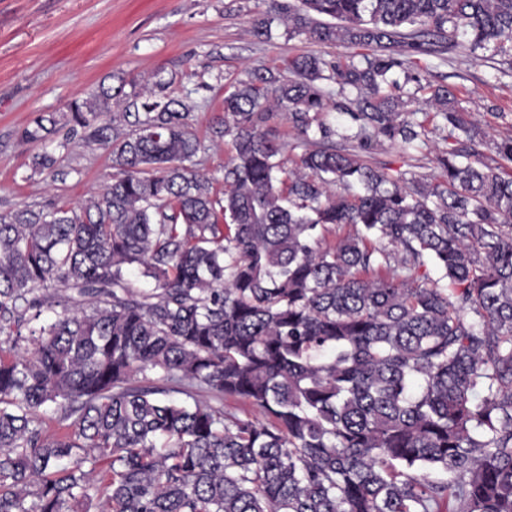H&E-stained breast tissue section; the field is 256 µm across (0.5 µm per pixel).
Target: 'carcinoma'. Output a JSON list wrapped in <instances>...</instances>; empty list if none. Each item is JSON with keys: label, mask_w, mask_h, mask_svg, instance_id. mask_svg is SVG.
<instances>
[{"label": "carcinoma", "mask_w": 512, "mask_h": 512, "mask_svg": "<svg viewBox=\"0 0 512 512\" xmlns=\"http://www.w3.org/2000/svg\"><path fill=\"white\" fill-rule=\"evenodd\" d=\"M265 2L358 53L254 68L207 143L166 83L102 85L62 120L110 182L0 212V512H512V135L427 78L512 77V0ZM430 125L436 175L373 162ZM232 155L231 145L224 144L220 149L207 151L204 157V170L211 176L222 181L224 162H227Z\"/></svg>", "instance_id": "carcinoma-1"}]
</instances>
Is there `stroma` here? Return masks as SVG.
Instances as JSON below:
<instances>
[{"mask_svg": "<svg viewBox=\"0 0 512 512\" xmlns=\"http://www.w3.org/2000/svg\"><path fill=\"white\" fill-rule=\"evenodd\" d=\"M263 8L262 0H0V212L72 207L110 180L108 151L61 149L67 126L52 136L55 167L40 174L31 160L43 144L21 137L36 113L62 111L99 84L166 82L168 94L194 102L197 133L207 138L226 88L313 48L278 20L270 40L255 38L249 21ZM430 79L452 87L487 134L512 132V77L456 57Z\"/></svg>", "mask_w": 512, "mask_h": 512, "instance_id": "stroma-1", "label": "stroma"}]
</instances>
